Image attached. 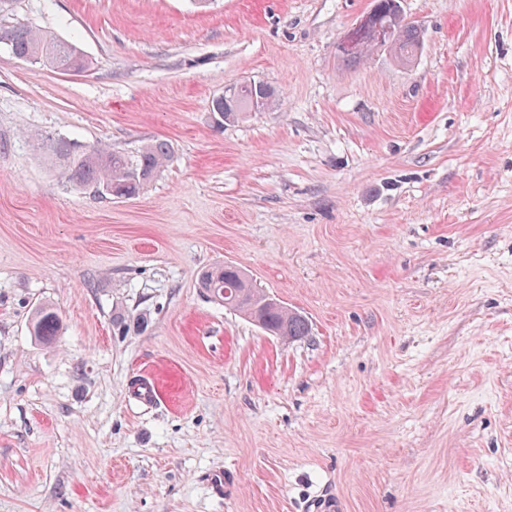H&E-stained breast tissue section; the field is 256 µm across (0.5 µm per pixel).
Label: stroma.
I'll return each mask as SVG.
<instances>
[{
	"mask_svg": "<svg viewBox=\"0 0 512 512\" xmlns=\"http://www.w3.org/2000/svg\"><path fill=\"white\" fill-rule=\"evenodd\" d=\"M371 2L13 0L90 66L0 46V512H512V0L343 61ZM241 81L278 105L216 126ZM34 131L170 158L101 198ZM226 262L310 335L209 298ZM278 304L275 299H267L263 304L255 307L253 310L252 321L259 327L268 328L275 331V333L283 337L285 340H297L305 338L310 334V326L308 321L299 313L288 311L285 308L278 306H268L265 310L264 323L262 317L263 305ZM61 329V320L57 311L50 305H40L35 309L32 319V333L40 342L52 343Z\"/></svg>",
	"mask_w": 512,
	"mask_h": 512,
	"instance_id": "obj_1",
	"label": "stroma"
}]
</instances>
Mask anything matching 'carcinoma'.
<instances>
[{
	"mask_svg": "<svg viewBox=\"0 0 512 512\" xmlns=\"http://www.w3.org/2000/svg\"><path fill=\"white\" fill-rule=\"evenodd\" d=\"M371 11L389 29L390 49L395 58L408 64L414 60L423 45L421 30L401 15L398 0H373ZM375 25H370L360 35V48L354 52H338L346 61H356L377 46ZM10 41L11 52L24 59L40 60L65 71L70 65L85 63L81 50L73 43L63 42L44 34L25 23L0 22V37ZM238 98L227 102L212 101V108L224 111L226 121L242 118L238 107L253 97H263V105L269 108L276 102L274 91L252 83L238 84ZM33 147L48 162L59 168L70 184L89 188L101 197L111 199H132L140 194L144 186L165 165L169 148L163 141H154L137 152L126 156L114 152L105 145L85 146L73 140L36 136ZM200 287L210 297L224 300V289L235 288L248 297L260 301L262 292L257 290L245 271L237 266L218 265L202 271ZM268 328L285 340L302 339L310 334L308 321L300 314L278 306H269L264 314ZM61 329L57 311L50 305L35 309L32 319V333L40 342L48 344L56 339Z\"/></svg>",
	"mask_w": 512,
	"mask_h": 512,
	"instance_id": "obj_1",
	"label": "carcinoma"
}]
</instances>
